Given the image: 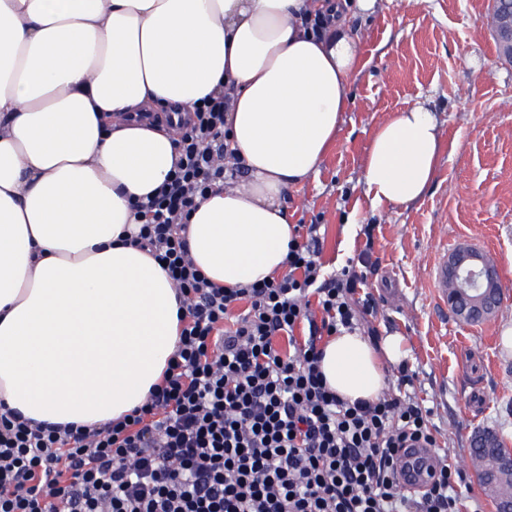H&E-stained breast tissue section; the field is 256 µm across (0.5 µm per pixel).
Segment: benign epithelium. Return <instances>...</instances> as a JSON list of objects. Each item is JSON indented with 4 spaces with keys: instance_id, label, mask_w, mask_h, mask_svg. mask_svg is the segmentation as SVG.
<instances>
[{
    "instance_id": "1",
    "label": "benign epithelium",
    "mask_w": 512,
    "mask_h": 512,
    "mask_svg": "<svg viewBox=\"0 0 512 512\" xmlns=\"http://www.w3.org/2000/svg\"><path fill=\"white\" fill-rule=\"evenodd\" d=\"M490 26L502 57L512 61V0H495ZM503 300L496 265L483 253L459 247L448 258V307L469 322H481L493 316ZM497 435L484 431L472 438L471 461L481 466L484 448H494Z\"/></svg>"
}]
</instances>
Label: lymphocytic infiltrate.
I'll use <instances>...</instances> for the list:
<instances>
[{
  "mask_svg": "<svg viewBox=\"0 0 512 512\" xmlns=\"http://www.w3.org/2000/svg\"><path fill=\"white\" fill-rule=\"evenodd\" d=\"M224 95L179 122L174 168L146 200L130 242L181 296L179 345L164 379L121 420L50 425L0 410V512H461L463 472L440 456L412 492L406 448H433L434 410L396 389L349 401L320 370L324 338L376 335L362 296L369 250L324 270L316 225L291 240L283 274L224 288L182 235L191 212L240 162L224 164Z\"/></svg>",
  "mask_w": 512,
  "mask_h": 512,
  "instance_id": "1",
  "label": "lymphocytic infiltrate"
}]
</instances>
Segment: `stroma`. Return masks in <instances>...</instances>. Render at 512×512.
<instances>
[{
    "mask_svg": "<svg viewBox=\"0 0 512 512\" xmlns=\"http://www.w3.org/2000/svg\"><path fill=\"white\" fill-rule=\"evenodd\" d=\"M490 10L491 0H376L350 13L361 57L350 102L317 173L285 198L293 224L319 225L327 268L373 240V324L400 337L439 444L460 464L478 431L512 448V62L498 56ZM418 102L444 130L436 177L416 202L372 204L362 183L372 134ZM461 245L501 276L503 304L483 322H462L441 299L438 272Z\"/></svg>",
    "mask_w": 512,
    "mask_h": 512,
    "instance_id": "obj_1",
    "label": "stroma"
}]
</instances>
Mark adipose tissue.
Wrapping results in <instances>:
<instances>
[{"instance_id":"1","label":"adipose tissue","mask_w":512,"mask_h":512,"mask_svg":"<svg viewBox=\"0 0 512 512\" xmlns=\"http://www.w3.org/2000/svg\"><path fill=\"white\" fill-rule=\"evenodd\" d=\"M375 0H0V403L50 424L100 425L143 404L179 340L176 290L125 244L131 205L175 161L162 108L230 95L246 176L209 194L186 237L234 287L285 270L284 194L327 153L359 61L345 30ZM329 17L321 35L305 21ZM444 137L418 104L380 123L363 166L373 203L420 199ZM398 342L333 336L320 369L348 400L386 386Z\"/></svg>"}]
</instances>
